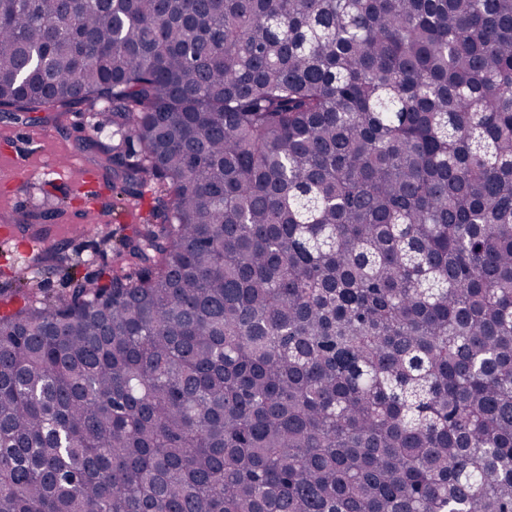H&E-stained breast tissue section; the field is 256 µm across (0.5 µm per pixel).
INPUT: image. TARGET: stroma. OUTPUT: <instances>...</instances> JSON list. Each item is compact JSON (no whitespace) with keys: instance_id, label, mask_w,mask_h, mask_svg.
<instances>
[{"instance_id":"obj_1","label":"stroma","mask_w":512,"mask_h":512,"mask_svg":"<svg viewBox=\"0 0 512 512\" xmlns=\"http://www.w3.org/2000/svg\"><path fill=\"white\" fill-rule=\"evenodd\" d=\"M93 104L80 101L19 118L0 115V288L14 293L33 280L43 296L68 287L65 277L38 271L28 264L30 243L21 241L17 227L44 204L64 201L67 212L48 221L51 240L65 244L78 278L94 277L112 262L115 241L107 233L148 218L150 197L117 196L112 176L102 169L100 155L89 143L111 142V133L92 126ZM73 157L66 175L52 167L54 158Z\"/></svg>"}]
</instances>
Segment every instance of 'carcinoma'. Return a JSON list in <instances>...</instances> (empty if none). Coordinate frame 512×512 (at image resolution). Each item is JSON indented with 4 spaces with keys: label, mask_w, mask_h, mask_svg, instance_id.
Wrapping results in <instances>:
<instances>
[{
    "label": "carcinoma",
    "mask_w": 512,
    "mask_h": 512,
    "mask_svg": "<svg viewBox=\"0 0 512 512\" xmlns=\"http://www.w3.org/2000/svg\"><path fill=\"white\" fill-rule=\"evenodd\" d=\"M103 102L112 265L0 312V512H512V0H0V112Z\"/></svg>",
    "instance_id": "1"
}]
</instances>
